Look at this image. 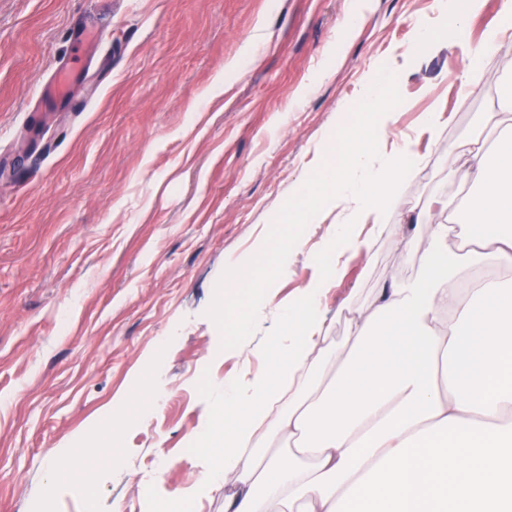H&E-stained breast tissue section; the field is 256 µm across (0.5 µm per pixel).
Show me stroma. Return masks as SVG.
Wrapping results in <instances>:
<instances>
[{
	"label": "stroma",
	"mask_w": 512,
	"mask_h": 512,
	"mask_svg": "<svg viewBox=\"0 0 512 512\" xmlns=\"http://www.w3.org/2000/svg\"><path fill=\"white\" fill-rule=\"evenodd\" d=\"M349 3L0 0V512H86L89 498L96 512H146L173 495L224 512L223 488L197 484L211 456L194 438L215 390L263 366L227 350L273 335L282 307L322 274L327 224L305 226L251 335L233 329L245 308L224 303L290 241L280 217L292 186L327 155L379 64L394 67L398 104L376 148L408 136L427 163L391 223L468 194L448 178V148L475 125L492 143L512 124L496 83L512 78V60L490 61L494 81L461 99V48L414 42L419 22L447 37L435 0H370L346 30ZM86 25L101 30L91 57L75 44ZM243 58L244 74L225 78ZM65 65L85 79L71 103L44 107L40 92ZM435 109L450 117L436 135L423 125ZM426 248L347 252L323 299L331 343L348 334L347 307L416 278ZM231 257L242 271H228ZM153 352L159 379L136 385ZM67 445L78 485L45 497L47 453Z\"/></svg>",
	"instance_id": "stroma-1"
}]
</instances>
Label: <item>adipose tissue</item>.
Wrapping results in <instances>:
<instances>
[{"label":"adipose tissue","instance_id":"adipose-tissue-1","mask_svg":"<svg viewBox=\"0 0 512 512\" xmlns=\"http://www.w3.org/2000/svg\"><path fill=\"white\" fill-rule=\"evenodd\" d=\"M478 2L454 16L453 42L464 48L455 80L468 91L490 81L488 58L512 38V0H502L495 29L467 44ZM393 82L381 65L362 93L360 122L377 141L391 130ZM335 140V160L297 181L301 206L289 216L319 224L335 213L325 273L259 347L267 369L216 397L224 421L198 434L214 457L198 482L225 486L224 512H512V288L486 278L465 296L457 281L474 264L512 270V129L491 150L481 126L449 148V175L470 193L434 199L442 223L417 221L431 241L421 277L378 289L329 356L321 306L341 257L400 242L389 215L400 187L426 168L410 138L379 159L351 148L347 132ZM270 435L282 447L261 448Z\"/></svg>","mask_w":512,"mask_h":512}]
</instances>
